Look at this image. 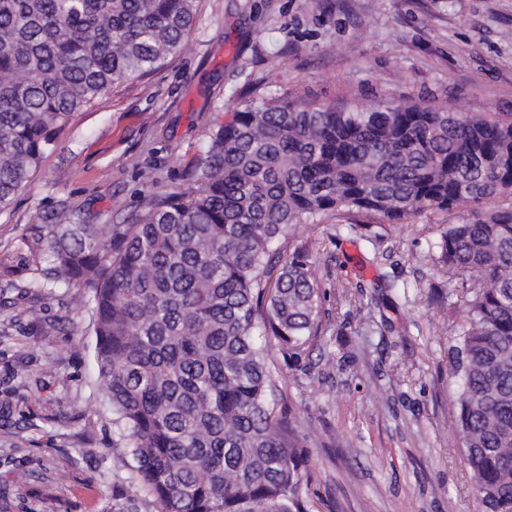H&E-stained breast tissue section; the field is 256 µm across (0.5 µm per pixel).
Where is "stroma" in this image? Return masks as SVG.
<instances>
[{
  "instance_id": "obj_1",
  "label": "stroma",
  "mask_w": 512,
  "mask_h": 512,
  "mask_svg": "<svg viewBox=\"0 0 512 512\" xmlns=\"http://www.w3.org/2000/svg\"><path fill=\"white\" fill-rule=\"evenodd\" d=\"M268 93L512 114V0H197L180 53L76 113L0 213V302L20 314L0 338V512H154L130 458L110 451L90 316L78 293L24 288L21 238L73 211L89 224L130 222L187 185L216 124ZM511 203L400 224L333 212L283 241L282 257L308 254L320 277L321 333L281 366L310 454V512H480L448 380L460 284L440 272L437 244L446 225Z\"/></svg>"
}]
</instances>
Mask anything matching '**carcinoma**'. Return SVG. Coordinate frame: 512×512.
<instances>
[{
  "mask_svg": "<svg viewBox=\"0 0 512 512\" xmlns=\"http://www.w3.org/2000/svg\"><path fill=\"white\" fill-rule=\"evenodd\" d=\"M196 0H0V211L74 113L187 41ZM191 186L131 224H41L24 287L82 289L112 448L155 512H307L308 457L272 347L320 335L304 255L270 282L282 239L342 209L400 223L512 193V115L382 101L241 103L191 162ZM442 272L466 312L450 350L456 427L482 512H512V207L450 224Z\"/></svg>",
  "mask_w": 512,
  "mask_h": 512,
  "instance_id": "carcinoma-1",
  "label": "carcinoma"
}]
</instances>
